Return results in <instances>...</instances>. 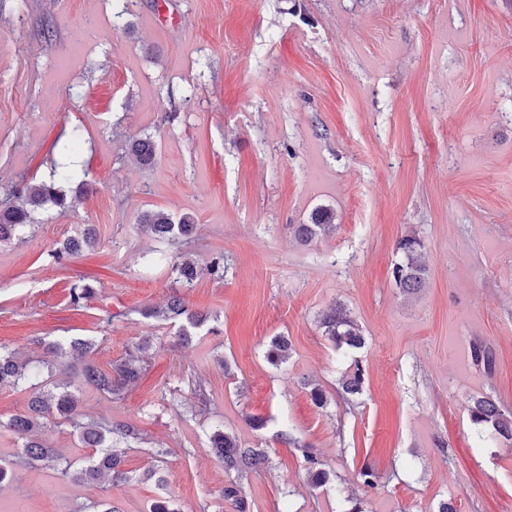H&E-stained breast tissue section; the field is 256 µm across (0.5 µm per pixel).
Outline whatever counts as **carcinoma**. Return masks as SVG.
I'll list each match as a JSON object with an SVG mask.
<instances>
[{
  "instance_id": "cac0c4a2",
  "label": "carcinoma",
  "mask_w": 512,
  "mask_h": 512,
  "mask_svg": "<svg viewBox=\"0 0 512 512\" xmlns=\"http://www.w3.org/2000/svg\"><path fill=\"white\" fill-rule=\"evenodd\" d=\"M130 154L141 166H151L157 158L155 142L149 138H139L130 144ZM88 175L87 170L78 171L64 167L50 168L48 176L25 181L0 194V245L7 244L21 236L27 230L35 229L39 220L35 214L51 205L63 208L66 205L64 185L81 176ZM137 223L149 230L155 237L167 241L188 238L196 229V220L190 213L173 216L164 210H152L141 213ZM333 224L332 213L327 209H319L312 216L309 224H296L293 227L295 237L310 242L329 233ZM94 242L91 232L83 233L82 239L70 238L50 251L49 257L56 264L74 257L81 244L90 245ZM397 249L402 260L394 264L392 275L399 287L407 292L415 291L423 284L426 267L423 262L421 243L415 238H403ZM172 270L177 273L183 286L190 288L199 276V272L189 262L175 263ZM147 317L162 316L166 319H184L180 324L176 337L180 344L189 343L193 338V330L200 328L205 317L189 310L179 297H171L163 309L148 308ZM321 325L324 334L337 348L347 346L360 349L364 339L359 325L350 317L347 309L338 305L322 314ZM95 342L89 338H70L46 347V354L52 357L46 364L49 369L70 356L83 358V369L79 382L111 398L119 395L127 386L134 383L140 374L135 359H127L112 365L109 371L99 368L89 359ZM291 343L284 336L270 339L265 358L268 363L278 367L288 361ZM471 356L476 365L483 366L486 373L494 371L493 353L481 346L473 345ZM29 385L34 390L28 410L12 416L9 427L23 440L22 458L29 464L39 463L55 470L61 477L77 483H97L109 476L112 485L117 486L129 479L124 469V451L114 447L112 436L124 439L137 438V430L124 425H102L101 422L87 417L79 406V398L68 390L69 384L56 382L52 377L39 379V372L29 364L19 361L15 354L0 347V386L14 387ZM364 371L359 361L347 379L342 381V390L350 395L362 391ZM469 417L473 424L491 429V435L512 443V416L503 413L500 406L492 399L481 396L472 400L468 407ZM67 425L77 435L82 447L91 449L82 463L66 459L56 448L47 445L46 434L49 425ZM208 448L224 463V473L231 479L224 484L222 497L232 512H248V504L240 494V478L267 461L266 454L257 448L242 447L235 436L217 428L209 436ZM306 472L310 485L318 489L330 481V474L324 468L319 457L303 451ZM78 512H121L112 501V497H101L80 507Z\"/></svg>"
}]
</instances>
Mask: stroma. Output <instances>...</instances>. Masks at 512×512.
<instances>
[{
  "instance_id": "obj_1",
  "label": "stroma",
  "mask_w": 512,
  "mask_h": 512,
  "mask_svg": "<svg viewBox=\"0 0 512 512\" xmlns=\"http://www.w3.org/2000/svg\"><path fill=\"white\" fill-rule=\"evenodd\" d=\"M28 4L0 0V189L47 175L76 127L70 161L89 183L68 184V208L0 246V346L36 362L42 342L90 338L105 370L142 339L151 348L117 400L76 383L79 359L64 376L83 413L140 432L117 442L130 479L116 487L18 463L8 420L29 392L0 387V512H76L105 495L122 512L162 497L222 512L228 477L206 449L217 428L269 457L241 481L249 512H347L349 493L365 512H437L447 499L457 512H512V448L467 411L482 395L512 412V0ZM160 12L178 25L148 27ZM146 136L150 169L127 153ZM319 207L335 230L300 242L293 225ZM159 209L193 214L192 238H152L137 217ZM88 227L94 247L50 261ZM405 237L426 257L413 294L392 276ZM178 256L200 271L193 287L171 270ZM218 256L220 279L206 272ZM85 283L96 293L73 308ZM173 296L207 317L187 345L143 314ZM339 303L363 348L324 336L320 317ZM279 334L292 351L276 368L264 352ZM477 342L494 373L473 363ZM355 361L365 383L347 403L339 381ZM284 431L323 461L326 486H309ZM366 464L377 488L357 479ZM156 466L161 489L146 477Z\"/></svg>"
}]
</instances>
